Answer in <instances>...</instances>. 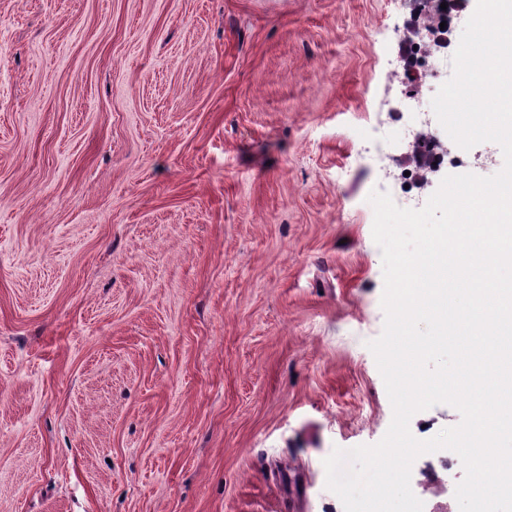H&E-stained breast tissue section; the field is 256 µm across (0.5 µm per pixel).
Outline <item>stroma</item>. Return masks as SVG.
Segmentation results:
<instances>
[{
  "mask_svg": "<svg viewBox=\"0 0 512 512\" xmlns=\"http://www.w3.org/2000/svg\"><path fill=\"white\" fill-rule=\"evenodd\" d=\"M403 0H0V512H344L392 406L369 194ZM450 175L504 165L456 146ZM403 124V125H404ZM416 413L424 440L459 424ZM434 454L411 489L423 512Z\"/></svg>",
  "mask_w": 512,
  "mask_h": 512,
  "instance_id": "obj_1",
  "label": "stroma"
}]
</instances>
